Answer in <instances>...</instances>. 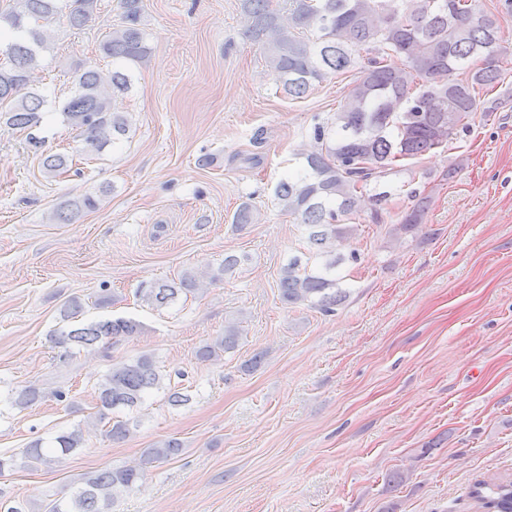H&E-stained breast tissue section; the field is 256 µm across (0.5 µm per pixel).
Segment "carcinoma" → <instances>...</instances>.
<instances>
[{
	"mask_svg": "<svg viewBox=\"0 0 512 512\" xmlns=\"http://www.w3.org/2000/svg\"><path fill=\"white\" fill-rule=\"evenodd\" d=\"M95 0H16L0 12V25L22 36L5 43L0 62V124L27 129L28 143L40 154L43 169L63 173L69 157L45 149V138L32 130L41 124L44 99L29 90L40 52L46 48L44 25L65 15L69 27L81 29L91 19ZM127 25L108 33L101 43L104 55L124 64L107 73L83 66L73 73L74 91L58 106L64 120L78 131L83 152L96 154L126 132V120L112 111L111 96L124 92L131 81L130 67L150 54L146 35L139 27L140 0H121ZM246 34L267 49L269 66L277 72L284 91L292 97L305 94L313 82L359 67L360 76L344 97L334 121L315 127L321 148L301 152L302 171L281 181L275 196L285 211L297 215L308 232V252L288 259L279 278L281 300L308 302L324 312L348 297L336 276L344 257L336 247L357 230L364 189L379 179L398 173L400 162L448 146L453 136L469 126L477 111V90L498 82L494 65L502 50L496 20L479 6V0H291L281 13L269 0H242ZM313 31L311 40L306 33ZM367 52L358 62L360 50ZM482 58L483 67L470 69ZM421 204L414 205L393 226L397 234L411 232L420 221ZM192 272L162 281L146 290L145 301L162 307L197 290ZM139 332V324L117 318L60 328L50 340L67 350H100ZM240 330L224 328V336L197 352L201 361L217 351H230ZM164 376L152 357L114 365L98 388L96 423L121 441L130 432L129 421L114 417L132 410L144 396L161 386ZM45 399L36 387L16 393L15 405L27 408ZM83 445L80 429L55 438V454L66 457ZM180 443L167 440L144 451L140 464L102 470L88 476L84 485L55 500L49 512H104L119 493L131 491L147 465L171 458ZM470 497L481 512H512V479L477 480Z\"/></svg>",
	"mask_w": 512,
	"mask_h": 512,
	"instance_id": "1",
	"label": "carcinoma"
}]
</instances>
